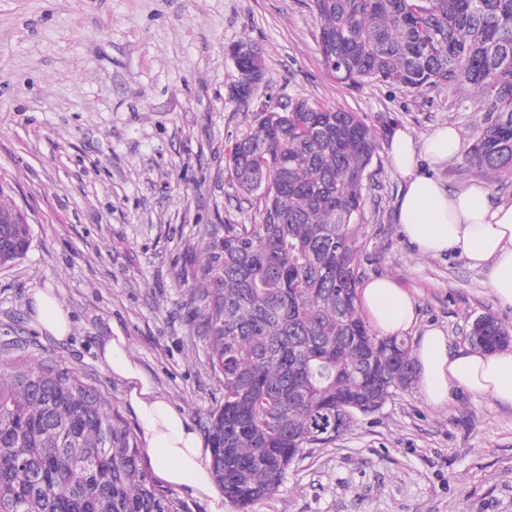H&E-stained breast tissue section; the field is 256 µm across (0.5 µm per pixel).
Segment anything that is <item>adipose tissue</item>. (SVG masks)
Wrapping results in <instances>:
<instances>
[{"mask_svg":"<svg viewBox=\"0 0 512 512\" xmlns=\"http://www.w3.org/2000/svg\"><path fill=\"white\" fill-rule=\"evenodd\" d=\"M459 150L460 140L450 126L438 129L421 144L405 130L393 132L389 153L405 181L398 221L418 253L437 256L454 252L470 265L487 269L496 299L512 306V204H491L490 189L483 182L464 191H449L440 179L418 168L417 154L439 164ZM360 303L370 322L388 335L407 330L416 318L408 292L385 277L366 284ZM28 314L41 332L59 341L68 338L69 313L50 290L30 293ZM98 356L125 384V398L137 416L139 435L157 476L170 486L190 487L195 496L219 500L210 456L198 430L155 391L142 367L129 358L125 336L118 332L108 337ZM414 357L428 403L445 406L458 387L512 406V351L453 352L443 331L431 327L421 337Z\"/></svg>","mask_w":512,"mask_h":512,"instance_id":"ef3b65f1","label":"adipose tissue"}]
</instances>
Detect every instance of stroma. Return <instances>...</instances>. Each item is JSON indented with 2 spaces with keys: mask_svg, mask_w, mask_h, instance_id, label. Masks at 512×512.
Returning a JSON list of instances; mask_svg holds the SVG:
<instances>
[{
  "mask_svg": "<svg viewBox=\"0 0 512 512\" xmlns=\"http://www.w3.org/2000/svg\"><path fill=\"white\" fill-rule=\"evenodd\" d=\"M309 0H0V185L28 216L32 244L0 269V344L80 371L137 427L123 381L98 359L120 330L156 390L206 433L221 395L177 273L201 251L200 225L246 223L225 168L248 123L228 100L229 47L261 49L274 104L304 98L359 113L382 138L476 131L447 90L407 95L337 83L319 51ZM365 191L360 282L385 276L412 296L410 344L431 327L468 347L473 319L512 328L487 272L418 254L397 221L401 175L380 147ZM53 289L68 339L31 324L29 293ZM254 512H512V407L459 389L445 407L418 386L359 417L336 442L305 449L284 486Z\"/></svg>",
  "mask_w": 512,
  "mask_h": 512,
  "instance_id": "1",
  "label": "stroma"
}]
</instances>
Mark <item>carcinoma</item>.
<instances>
[{
    "mask_svg": "<svg viewBox=\"0 0 512 512\" xmlns=\"http://www.w3.org/2000/svg\"><path fill=\"white\" fill-rule=\"evenodd\" d=\"M328 73L423 95L471 88L470 169L512 179V0H310ZM251 114L226 149L249 224H202V261L181 283L200 319L211 374V469L239 512L275 496L290 465L379 410L417 377L407 338L365 321L356 274L364 192L380 149L356 112L307 99ZM29 224L0 223V267L22 260ZM467 339L492 351L512 329L485 313ZM0 346V512H188L141 467L135 431L109 396L47 356Z\"/></svg>",
    "mask_w": 512,
    "mask_h": 512,
    "instance_id": "cac0c4a2",
    "label": "carcinoma"
}]
</instances>
